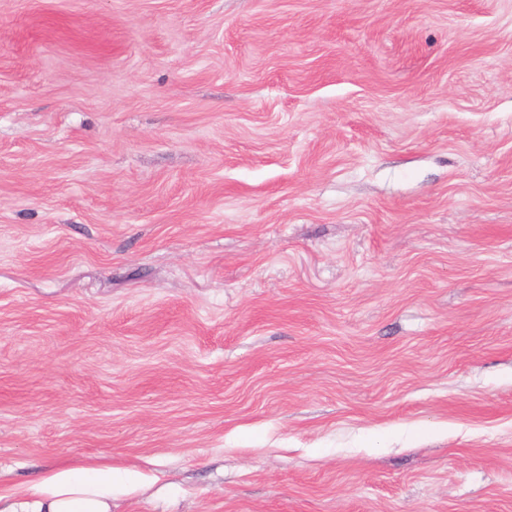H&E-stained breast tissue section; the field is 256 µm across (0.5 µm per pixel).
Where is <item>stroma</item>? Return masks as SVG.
<instances>
[{
    "label": "stroma",
    "instance_id": "1",
    "mask_svg": "<svg viewBox=\"0 0 512 512\" xmlns=\"http://www.w3.org/2000/svg\"><path fill=\"white\" fill-rule=\"evenodd\" d=\"M112 512H512V0H0V483ZM111 464L61 462L26 484L0 489V512H112Z\"/></svg>",
    "mask_w": 512,
    "mask_h": 512
}]
</instances>
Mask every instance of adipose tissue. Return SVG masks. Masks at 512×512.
Instances as JSON below:
<instances>
[{"label":"adipose tissue","instance_id":"adipose-tissue-1","mask_svg":"<svg viewBox=\"0 0 512 512\" xmlns=\"http://www.w3.org/2000/svg\"><path fill=\"white\" fill-rule=\"evenodd\" d=\"M116 477L105 462H61L21 487L0 489V512H112Z\"/></svg>","mask_w":512,"mask_h":512}]
</instances>
